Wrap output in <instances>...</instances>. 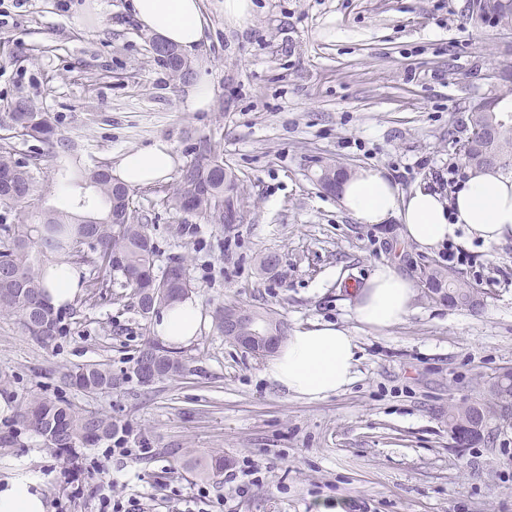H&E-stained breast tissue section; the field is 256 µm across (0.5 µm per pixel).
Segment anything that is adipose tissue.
Wrapping results in <instances>:
<instances>
[{
  "label": "adipose tissue",
  "mask_w": 512,
  "mask_h": 512,
  "mask_svg": "<svg viewBox=\"0 0 512 512\" xmlns=\"http://www.w3.org/2000/svg\"><path fill=\"white\" fill-rule=\"evenodd\" d=\"M142 29L161 41L193 54L204 38L202 0H133ZM176 156L166 142L122 155L113 175L130 187L169 177ZM343 209L363 224H402V237L419 249L434 251L448 242L497 244L512 237V175L497 169H471L453 201L420 186L398 192L380 168L367 166L343 179L338 187ZM81 269L74 264L50 267L44 297L57 310L72 304L81 292ZM415 289L393 268L380 266L355 292V316L369 329L382 331L410 313ZM203 325L197 300L187 297L162 309L153 333L171 348L189 346ZM359 340L330 322L294 329L265 364L262 375L286 395L325 399L347 390L355 381ZM34 480L18 474L0 490V512H46Z\"/></svg>",
  "instance_id": "obj_1"
}]
</instances>
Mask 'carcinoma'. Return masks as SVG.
Here are the masks:
<instances>
[{"label": "carcinoma", "mask_w": 512, "mask_h": 512, "mask_svg": "<svg viewBox=\"0 0 512 512\" xmlns=\"http://www.w3.org/2000/svg\"><path fill=\"white\" fill-rule=\"evenodd\" d=\"M471 16L485 14L486 24L512 28V0H473ZM174 78L189 74L191 62L178 54L162 60ZM503 97L485 99L473 105L469 113V136L462 145L465 165L471 168L512 170V113L498 109ZM0 128L19 137L37 132V140L60 148L72 155L74 147L65 139L53 140L54 127L45 112L37 111L34 102L19 97L12 111L0 114ZM93 198L81 200L69 210H48L35 224L23 220L5 227L0 239V271L8 269L21 276L22 284L0 276V312L19 317L23 331L33 339L47 342L58 329V312L42 297L46 288L48 265L68 262L89 270V283L108 292L122 288L134 292L137 313L151 319L171 302L189 294L192 279L188 267L177 261L156 275V245L149 225L135 218L131 208L130 189L116 183L107 165L97 162L80 170ZM350 175L349 168L326 164L320 168L318 183L339 180ZM37 187L36 177L28 162L18 157L12 138H0V207L16 210L27 203ZM239 186L233 172L213 152L208 141L195 149V157L186 165L174 190L176 201L191 194L192 213L212 224L224 223V205L216 199L230 194L238 198ZM427 288L450 307L474 308L481 304L476 289L451 267L427 266L424 271ZM155 367L152 376L143 369L115 374L102 363H90L69 369L63 379L69 385L87 392L118 388L132 379L146 385L156 380L180 376L190 371L188 360L159 343L147 341L143 347ZM512 409V374L506 373L488 385L486 395L470 404H448V431L465 448L484 441L481 430L498 411ZM18 416L25 427L41 437L47 447L70 451L97 445L112 437L113 423L93 412H77L67 405L34 397L21 404ZM222 455L199 458L192 455L184 466L204 476L224 472Z\"/></svg>", "instance_id": "cac0c4a2"}]
</instances>
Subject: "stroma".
<instances>
[{"label": "stroma", "instance_id": "obj_1", "mask_svg": "<svg viewBox=\"0 0 512 512\" xmlns=\"http://www.w3.org/2000/svg\"><path fill=\"white\" fill-rule=\"evenodd\" d=\"M470 0H254L251 19L224 18V0H203L205 41L186 79H172L152 53L132 0H28L0 28V113L18 97L48 112L58 137L88 163L115 164L131 150L167 140L186 166L200 138L210 140L240 180L243 219L212 224L183 212L177 175L135 188L133 206L157 247L156 271L186 260L193 298L206 319L184 348L190 373L150 386L85 393L65 384L67 369L105 363L132 369L153 336L131 298H102L63 311L46 343L0 313V488L17 473L33 477L47 512H93L77 495L73 458L47 448L17 419L34 395L103 413L128 426L154 459L118 469L125 495L185 499L198 487L224 512H512V426L489 429L488 443L457 448L449 404L470 402L512 369V240L422 252L400 224H361L314 182L328 162L375 165L401 192L436 186L460 163L458 141L470 107L506 89L512 30L475 24ZM207 83L210 102L188 97ZM36 192L22 216L66 208L85 195L75 173L61 175L43 143L17 140ZM282 258V275L260 273L259 255ZM452 265L477 289L475 311L432 299L427 264ZM381 265L411 280L409 316L383 331L359 324L349 285ZM226 306L266 308L289 329L332 322L358 336L356 381L326 398H293L262 376L265 359L240 349L215 326ZM222 454L227 471L244 458L260 467V486L238 496L223 478H200L169 449Z\"/></svg>", "mask_w": 512, "mask_h": 512}]
</instances>
